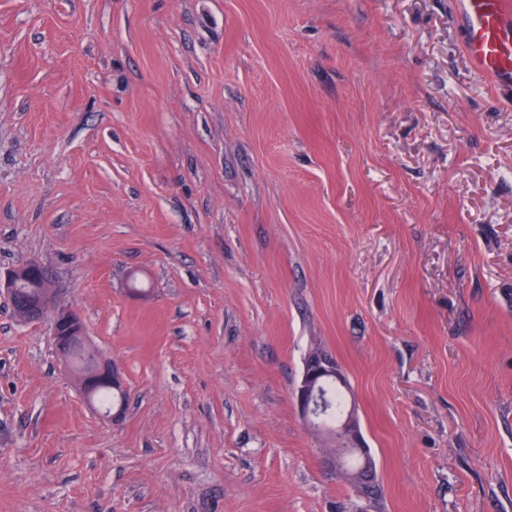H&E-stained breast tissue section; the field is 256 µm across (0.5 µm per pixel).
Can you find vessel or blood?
I'll return each mask as SVG.
<instances>
[{"label":"vessel or blood","instance_id":"1","mask_svg":"<svg viewBox=\"0 0 512 512\" xmlns=\"http://www.w3.org/2000/svg\"><path fill=\"white\" fill-rule=\"evenodd\" d=\"M475 73L512 87V0H456Z\"/></svg>","mask_w":512,"mask_h":512}]
</instances>
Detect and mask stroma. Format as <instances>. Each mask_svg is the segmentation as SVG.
Here are the masks:
<instances>
[{
  "label": "stroma",
  "mask_w": 512,
  "mask_h": 512,
  "mask_svg": "<svg viewBox=\"0 0 512 512\" xmlns=\"http://www.w3.org/2000/svg\"><path fill=\"white\" fill-rule=\"evenodd\" d=\"M32 261L129 398L0 293V512H366L293 396L316 347L382 512H512V88L455 0H0ZM75 383L84 395L91 394L100 386L126 393V385L118 367L97 356V363L84 375L74 376Z\"/></svg>",
  "instance_id": "stroma-1"
}]
</instances>
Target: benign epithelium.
Instances as JSON below:
<instances>
[{"instance_id":"benign-epithelium-1","label":"benign epithelium","mask_w":512,"mask_h":512,"mask_svg":"<svg viewBox=\"0 0 512 512\" xmlns=\"http://www.w3.org/2000/svg\"><path fill=\"white\" fill-rule=\"evenodd\" d=\"M0 285L21 320L32 322L51 316L53 343L62 360H67L75 344L86 340L81 315L58 300L53 274L46 267L36 262L27 263L0 276ZM329 379L341 387L345 385L336 359L321 348L312 349L305 358L302 377L294 391V398L305 421L310 422L314 418L318 386ZM74 380L85 395L100 386L126 391L118 367L100 357L89 372L74 377ZM332 439L336 447L350 448L359 455L360 467L349 481L360 498L371 501L368 485L374 482L376 464L366 448L354 408L345 412Z\"/></svg>"}]
</instances>
